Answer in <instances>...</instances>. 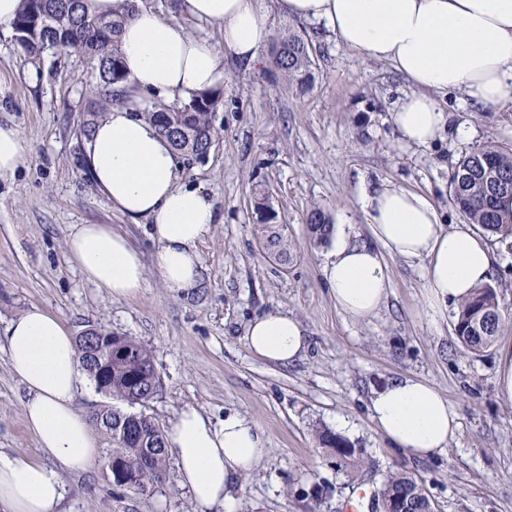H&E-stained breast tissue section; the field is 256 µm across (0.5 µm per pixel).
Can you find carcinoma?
Instances as JSON below:
<instances>
[{"label":"carcinoma","mask_w":512,"mask_h":512,"mask_svg":"<svg viewBox=\"0 0 512 512\" xmlns=\"http://www.w3.org/2000/svg\"><path fill=\"white\" fill-rule=\"evenodd\" d=\"M128 16L126 9L115 18H92L82 11L81 0H22L13 23L15 42L29 57L50 48L82 55L90 64V92L111 103L116 100L114 86L127 78L117 36ZM103 29L109 30L110 40L98 38ZM280 48L283 52L271 64L297 90H308L313 65L308 40L290 30L274 38L273 50ZM222 101L221 89L214 88L195 95L187 104L145 108L142 115L158 126L177 153L202 159L212 147L213 120ZM449 183L451 200L469 223L479 226L492 241L512 248V192L496 190L498 183L512 186V149H471L452 167ZM307 223L317 243L330 240L332 220L321 208L310 210ZM500 322L497 291L485 284L459 304L455 334L466 351L477 355L491 345ZM95 336L112 337V373L103 383L94 355L101 351L93 344ZM77 340L82 365L96 388L104 386L112 398L131 404L146 403L154 396L158 376L152 352L144 345L98 325L86 326ZM93 420L112 439L107 458L120 467L118 476L127 489L142 493L162 483L167 470L164 434L150 417L108 409L95 414ZM377 497L401 498L408 502L409 512H433L422 486L404 473L386 475Z\"/></svg>","instance_id":"obj_1"}]
</instances>
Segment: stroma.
Returning <instances> with one entry per match:
<instances>
[{
  "label": "stroma",
  "instance_id": "35a3bbf8",
  "mask_svg": "<svg viewBox=\"0 0 512 512\" xmlns=\"http://www.w3.org/2000/svg\"><path fill=\"white\" fill-rule=\"evenodd\" d=\"M163 21L221 44L222 30L180 14L177 0H141ZM273 33H303L313 60V84L300 93L263 50L248 66L224 56L223 104L213 146L196 160L179 156V176L202 188L219 222L198 245L199 288H165L153 267L156 246L145 224L112 210L82 165L88 66L78 54L45 50L25 56L14 32L0 30V123L16 126L27 146L14 181L0 182V333L32 306L60 316L72 333L100 324L151 349L159 388L131 405L84 380L76 405L86 415L109 408L144 414L169 430L184 407L213 420L237 413L255 424L266 447L260 463L238 479L234 512H372L384 476L401 472L425 488L433 512H512V401L496 385L501 354L512 348V250L493 245L489 282L499 296L501 326L493 344L473 355L459 344L453 307L432 306L420 262L388 258L385 305L364 320L339 310L323 267L326 247L310 237L315 205L334 223L369 229L361 210L365 186L386 180L430 196L444 224L464 223L450 199L455 161L483 144L512 147V103L474 105L448 96L450 130L427 146H405L390 121L410 84L385 62L363 59L317 27L281 17L262 0ZM467 134L458 137L455 126ZM265 186L282 222L256 223L255 186ZM77 224H109L143 255L146 283L134 298L110 300L87 282L67 255ZM280 233L283 248L270 247ZM281 310L308 333V349L282 366L253 356L244 341L256 316ZM414 377L436 385L456 410L460 429L447 450L408 456L378 430L370 412L375 390ZM24 390L0 349V451L42 460L22 413ZM347 438L363 452L353 476L338 471L319 447L317 429ZM91 466L65 477L60 512H196L175 464L142 495L114 484L105 465L111 446L96 434Z\"/></svg>",
  "mask_w": 512,
  "mask_h": 512
}]
</instances>
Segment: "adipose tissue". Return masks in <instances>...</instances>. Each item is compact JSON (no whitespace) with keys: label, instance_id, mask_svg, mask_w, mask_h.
<instances>
[{"label":"adipose tissue","instance_id":"1","mask_svg":"<svg viewBox=\"0 0 512 512\" xmlns=\"http://www.w3.org/2000/svg\"><path fill=\"white\" fill-rule=\"evenodd\" d=\"M280 14L325 30L345 48L385 61L414 87L392 112L402 143L430 144L448 115L440 98L458 92L494 106L512 100V0H276ZM192 19L224 32L223 48L136 7L118 43L127 79L119 93L128 104L109 108L85 139L86 168L113 210L147 219L156 245L154 267L165 287L187 291L202 279L199 243L217 222L213 200L180 183L176 152L134 101L156 94L186 102L224 81L223 50L255 63L271 28L260 0H181ZM361 205L371 241L351 226L334 231L325 274L337 308L367 318L385 302L390 276L385 255L424 261L427 294L445 305L468 298L488 281L492 252L471 227H445L430 197L388 182L363 189ZM68 256L85 279L113 300L139 294L146 280L141 253L108 224L75 225ZM249 351L286 365L307 350L300 321L283 311L253 319L244 337ZM9 367L26 389L23 415L44 456L37 462L0 451V512H59L65 475L84 471L96 457V437L75 401L82 383L75 338L64 321L39 307L14 318L4 338ZM371 413L381 433L415 457L445 452L458 415L445 394L427 381L402 377L375 392ZM182 485L199 512H234L231 489L266 450L254 424L231 414L213 422L200 409L183 408L166 434Z\"/></svg>","mask_w":512,"mask_h":512}]
</instances>
